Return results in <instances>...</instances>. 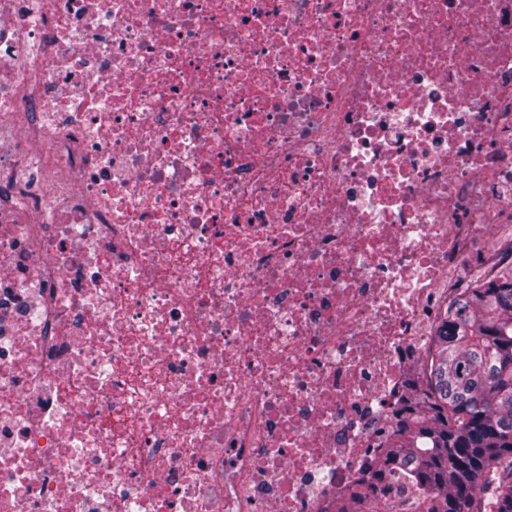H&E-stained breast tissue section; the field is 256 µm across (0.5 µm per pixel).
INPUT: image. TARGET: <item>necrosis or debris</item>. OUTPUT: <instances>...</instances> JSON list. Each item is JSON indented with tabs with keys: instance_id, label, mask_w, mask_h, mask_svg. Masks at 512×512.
<instances>
[{
	"instance_id": "1",
	"label": "necrosis or debris",
	"mask_w": 512,
	"mask_h": 512,
	"mask_svg": "<svg viewBox=\"0 0 512 512\" xmlns=\"http://www.w3.org/2000/svg\"><path fill=\"white\" fill-rule=\"evenodd\" d=\"M506 234L512 0H0V512H325Z\"/></svg>"
}]
</instances>
